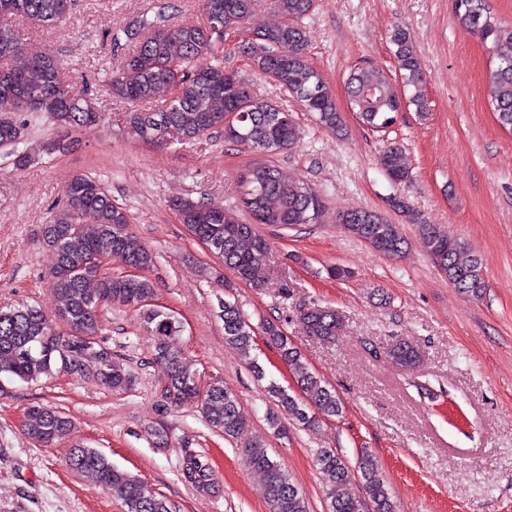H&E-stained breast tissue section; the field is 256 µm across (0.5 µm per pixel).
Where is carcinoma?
Here are the masks:
<instances>
[{
	"mask_svg": "<svg viewBox=\"0 0 512 512\" xmlns=\"http://www.w3.org/2000/svg\"><path fill=\"white\" fill-rule=\"evenodd\" d=\"M218 6L224 30L245 25L253 16L255 0H210ZM315 0H274L283 21L262 28L255 37L241 42L238 53L279 89L295 98L303 110L331 129L341 125L336 100L321 74L306 55L307 36L303 19L313 10ZM75 7V0H0V147L13 148L14 165L26 167L34 160L19 149L29 118L45 114L60 129L77 130L100 121V113L89 112L93 98L76 91L61 77V64L49 50L25 53L20 31L9 24L21 19L34 26L60 22ZM456 18L460 26L477 35L497 60L492 72L490 96L500 127L512 131V26L500 25L486 7V0H458ZM200 25L186 22L171 27L144 23L136 31L112 34L116 44L130 45L120 68L112 72V97L134 110L126 123L139 141L152 147L183 146L200 136L219 130L224 140L262 152L283 150L297 140L300 129L293 113L252 93L237 75H224L216 62L214 40ZM395 56L404 84L414 93L403 100L392 78L373 66L356 68L349 76L347 93L351 108L368 128L383 131L392 126L403 104L415 107L421 119L428 117L427 102L420 91L423 83L418 56L409 34L392 35ZM25 56L22 64L13 59ZM141 103L152 104L139 110ZM379 164L395 184L408 180L403 151L388 145ZM240 202L254 224L296 227L319 221L325 205L320 194L304 182L288 181L267 164L246 169L241 180ZM180 223L193 235H212L220 240L224 266L237 278L257 288V271L266 260L270 244L256 234L253 224L232 220L224 207L188 197L170 202ZM424 248L435 266L458 292L479 297L485 288L484 258L467 244L412 214ZM338 223L375 251L397 257L405 251L406 240L399 225L369 210H352L339 215ZM126 208L112 201L99 180L86 174L73 177L67 203L54 208L44 225L43 239L53 257V292L60 301L57 318L69 332L56 329L54 319L41 309L24 305L0 308V375L34 381L61 367L72 375L91 377L110 389H124L130 374L112 357V351L97 345L98 311L103 304L140 306L149 336L154 340V362L164 383L161 396L174 408L196 407L209 427L235 437L244 425L236 397L221 381L200 389L195 373L169 341L180 335L183 325L175 316L149 307L152 282L141 276L114 274L93 263L97 253H107L124 266L145 270L156 262L150 248L129 230ZM219 318L224 339L247 362L257 377L264 369L252 356L256 333L235 302L222 300ZM299 319L308 335L333 341L342 327L336 311L314 304L300 311ZM265 342L274 348L292 371L301 396L271 382L270 397L288 420L305 428L318 424V415L337 416L342 403L335 388L314 373L303 360L282 325L267 321L262 327ZM387 355L398 365L415 364L420 354L404 342L390 345ZM71 418L57 407L29 408L26 434L50 446L72 429ZM251 465L265 477L263 492L269 512H308L305 498L273 460L261 441L246 446ZM317 465L329 484L327 512H397L396 503L378 462L367 450L361 451L355 467L333 449H322ZM71 470L88 478L91 485L120 500L124 512H173L170 501L151 491L135 475L121 470L95 448L75 445L69 449ZM359 476L365 496L353 491L352 477ZM182 476L198 491L219 490L210 464L200 454L182 457Z\"/></svg>",
	"mask_w": 512,
	"mask_h": 512,
	"instance_id": "carcinoma-1",
	"label": "carcinoma"
}]
</instances>
